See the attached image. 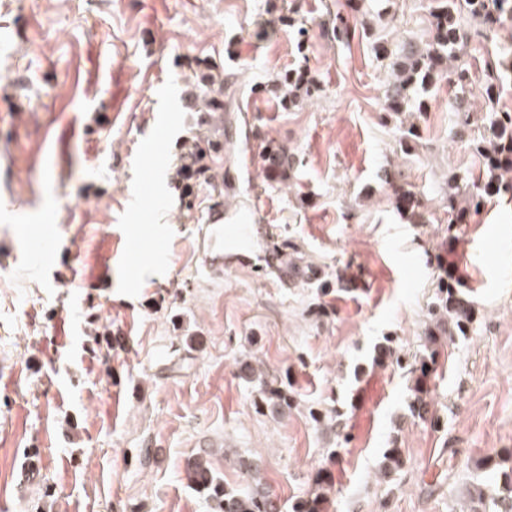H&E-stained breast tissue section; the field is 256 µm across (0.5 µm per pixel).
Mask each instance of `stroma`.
<instances>
[{
    "label": "stroma",
    "instance_id": "1",
    "mask_svg": "<svg viewBox=\"0 0 512 512\" xmlns=\"http://www.w3.org/2000/svg\"><path fill=\"white\" fill-rule=\"evenodd\" d=\"M429 6L0 0V512H212L186 475L200 455L238 494L253 488L243 462L259 464L278 512L320 486L326 512H469L474 484L478 512H496L512 474V204L489 198L449 252L448 179L480 170L453 134L455 94L434 89L400 119L383 109L403 47L431 34ZM339 16L366 37L336 39ZM189 57L223 69V109L188 107ZM291 70L318 89L285 109L271 88ZM163 90L176 124L161 143L157 239L136 232L133 209ZM189 134L224 152L185 200L172 161ZM272 146L295 156L286 181L263 171ZM399 186L425 223L396 210ZM218 203L254 216L255 235L252 261L212 278L201 224ZM39 229L53 250L32 268ZM274 246L328 287L284 285L267 266ZM451 263L473 318L430 364L420 421L409 375L374 358L388 342L420 359ZM340 274L348 287H334ZM245 362L283 383L286 413L261 403ZM394 446L403 464L388 472ZM31 453L45 465L23 484Z\"/></svg>",
    "mask_w": 512,
    "mask_h": 512
}]
</instances>
